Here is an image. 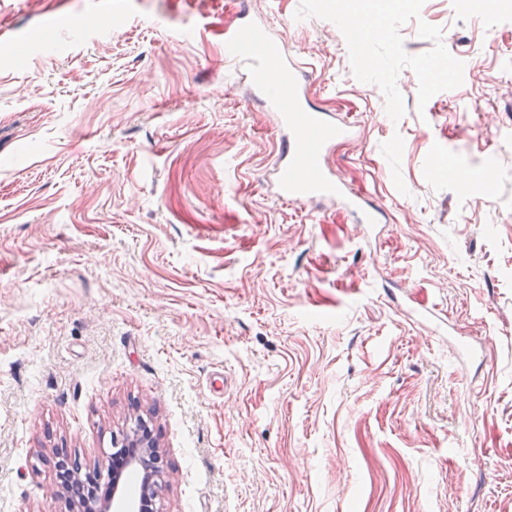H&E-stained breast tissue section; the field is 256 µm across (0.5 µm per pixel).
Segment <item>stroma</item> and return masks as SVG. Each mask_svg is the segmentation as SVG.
<instances>
[{"label": "stroma", "mask_w": 512, "mask_h": 512, "mask_svg": "<svg viewBox=\"0 0 512 512\" xmlns=\"http://www.w3.org/2000/svg\"><path fill=\"white\" fill-rule=\"evenodd\" d=\"M357 3L0 0V512L139 418L159 512H512V22L395 0L373 78ZM248 20L381 223L268 192Z\"/></svg>", "instance_id": "obj_1"}]
</instances>
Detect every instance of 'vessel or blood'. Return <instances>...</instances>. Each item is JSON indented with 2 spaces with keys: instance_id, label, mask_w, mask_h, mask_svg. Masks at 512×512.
<instances>
[{
  "instance_id": "vessel-or-blood-1",
  "label": "vessel or blood",
  "mask_w": 512,
  "mask_h": 512,
  "mask_svg": "<svg viewBox=\"0 0 512 512\" xmlns=\"http://www.w3.org/2000/svg\"><path fill=\"white\" fill-rule=\"evenodd\" d=\"M247 39L244 30L225 31L224 50L236 65L249 67L256 91L275 125L283 131L278 160L266 178L272 195L298 203L335 198L345 209L360 213L362 223H376L374 210L361 196L346 192L341 181L322 163L336 141L352 137V127L305 106L311 71L293 61L272 63L263 53L243 51Z\"/></svg>"
}]
</instances>
